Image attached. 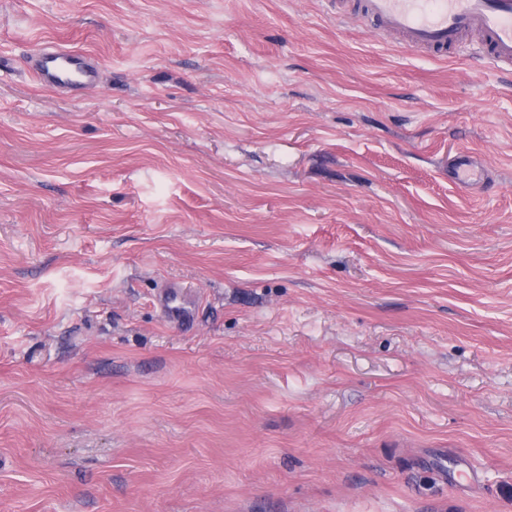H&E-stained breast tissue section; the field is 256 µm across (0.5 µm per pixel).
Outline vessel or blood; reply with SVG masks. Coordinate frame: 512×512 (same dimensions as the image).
Returning a JSON list of instances; mask_svg holds the SVG:
<instances>
[{
    "label": "vessel or blood",
    "instance_id": "1",
    "mask_svg": "<svg viewBox=\"0 0 512 512\" xmlns=\"http://www.w3.org/2000/svg\"><path fill=\"white\" fill-rule=\"evenodd\" d=\"M356 14L369 30L398 35L405 45L438 56L474 33L484 60L512 64V0H359ZM32 72L38 83L55 88H75L96 76L83 55L59 47L43 50Z\"/></svg>",
    "mask_w": 512,
    "mask_h": 512
}]
</instances>
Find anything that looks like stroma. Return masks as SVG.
I'll return each instance as SVG.
<instances>
[{
    "mask_svg": "<svg viewBox=\"0 0 512 512\" xmlns=\"http://www.w3.org/2000/svg\"><path fill=\"white\" fill-rule=\"evenodd\" d=\"M338 6L0 0V512H512V71ZM32 72L38 83L55 88H75L96 77L95 66L83 55L59 47L43 50Z\"/></svg>",
    "mask_w": 512,
    "mask_h": 512,
    "instance_id": "35a3bbf8",
    "label": "stroma"
}]
</instances>
